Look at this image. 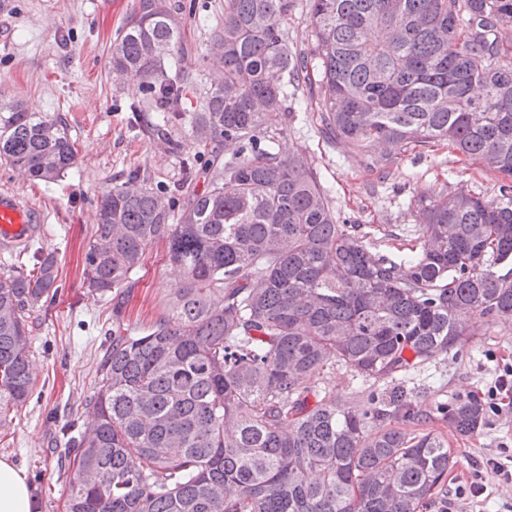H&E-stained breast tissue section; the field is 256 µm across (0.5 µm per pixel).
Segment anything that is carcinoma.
<instances>
[{
	"instance_id": "obj_1",
	"label": "carcinoma",
	"mask_w": 512,
	"mask_h": 512,
	"mask_svg": "<svg viewBox=\"0 0 512 512\" xmlns=\"http://www.w3.org/2000/svg\"><path fill=\"white\" fill-rule=\"evenodd\" d=\"M294 6L224 0V74L194 112L166 109L184 39L166 0H139L112 46V73L155 103L133 106L141 132L209 178L158 188L133 171L99 202L89 293L128 285L159 242L183 281L150 325L106 339L94 422L58 458L67 512H420L457 464L447 440L402 427L424 414L401 380L512 320V185L418 199L421 250L394 259L337 223L278 142L304 82L321 133L351 150L446 143L511 177L512 0H309L308 56L288 47ZM76 158L63 121L0 101V160L51 182ZM34 260L0 273V428L33 394L29 319L60 288L56 252ZM338 366L384 389L338 401ZM437 413L468 436L487 409L469 395Z\"/></svg>"
}]
</instances>
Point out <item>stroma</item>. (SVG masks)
Wrapping results in <instances>:
<instances>
[{
  "label": "stroma",
  "instance_id": "1",
  "mask_svg": "<svg viewBox=\"0 0 512 512\" xmlns=\"http://www.w3.org/2000/svg\"><path fill=\"white\" fill-rule=\"evenodd\" d=\"M139 0H8L0 8V101L27 111L62 116L77 150V161L63 177L46 183L19 176L0 161V192H13L45 216L35 245L57 251L61 288L37 311L30 324L38 392L21 409L5 437L0 457L23 469L39 492L36 512H66L67 486L56 461L65 448L62 432L90 419L82 407L93 391L101 344L114 318L142 327L157 317L162 303L181 286L164 244L145 251L141 269L117 297L99 298L83 284L84 255L96 223L97 205L113 185L135 169L164 186L181 176L178 157L159 140L131 124V104L150 105L148 92L136 81L119 82L110 67L111 45L133 19ZM181 18L185 48L174 61L187 79L175 108L197 109L217 75L208 52L224 20V0H168ZM295 121L281 138V152L305 155L340 223L364 235L377 251L399 258L418 249L413 203L438 193L475 192L493 199L508 178L466 160L446 144L401 156L387 173L372 170L361 152L326 142L317 130L314 106L306 97L291 101ZM121 314H114V304ZM512 360V321L492 325L487 334L406 377L423 411L440 400L478 395L493 387ZM433 431L447 435L457 464L426 512H464V494L483 482L475 498L479 512H512V483L490 472L506 461L512 447V405L488 414L471 437L449 433L442 421Z\"/></svg>",
  "mask_w": 512,
  "mask_h": 512
}]
</instances>
